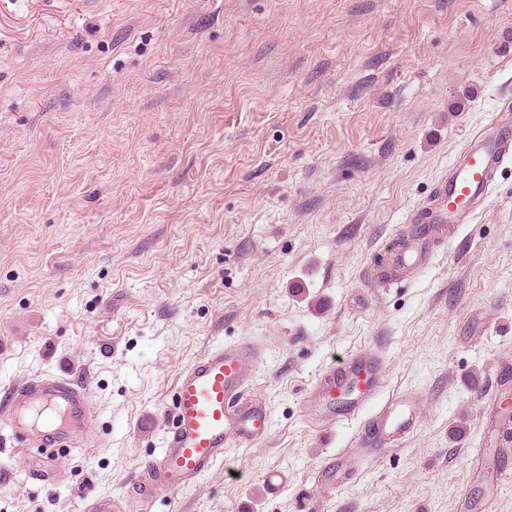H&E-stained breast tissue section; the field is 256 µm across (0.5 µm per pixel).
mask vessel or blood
<instances>
[{
	"instance_id": "obj_1",
	"label": "vessel or blood",
	"mask_w": 512,
	"mask_h": 512,
	"mask_svg": "<svg viewBox=\"0 0 512 512\" xmlns=\"http://www.w3.org/2000/svg\"><path fill=\"white\" fill-rule=\"evenodd\" d=\"M511 153L510 118L497 120L492 131L471 135L449 173L437 180L435 199L417 214L416 223H467L488 197L495 172ZM258 355L249 342L218 346L177 375L163 446L142 464L134 495L143 499L177 495L222 462L228 448L249 447L266 436V406L244 396L248 367ZM386 370L380 353L356 351L330 368L306 397V412L314 419L369 412L370 424L355 440L364 459L398 446L421 418L418 396L383 395ZM94 413L89 383L66 374L38 375L0 395V442L15 447L33 440L47 448H67L89 433ZM129 497H93L84 512H128Z\"/></svg>"
}]
</instances>
